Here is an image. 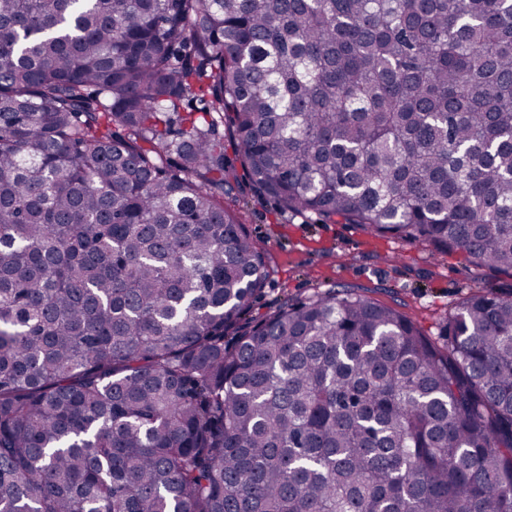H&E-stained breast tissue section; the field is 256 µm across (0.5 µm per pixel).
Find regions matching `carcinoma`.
I'll list each match as a JSON object with an SVG mask.
<instances>
[{"mask_svg": "<svg viewBox=\"0 0 512 512\" xmlns=\"http://www.w3.org/2000/svg\"><path fill=\"white\" fill-rule=\"evenodd\" d=\"M243 184L512 271V0H0V512H512V295L254 317Z\"/></svg>", "mask_w": 512, "mask_h": 512, "instance_id": "1", "label": "carcinoma"}]
</instances>
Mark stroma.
<instances>
[{
  "mask_svg": "<svg viewBox=\"0 0 512 512\" xmlns=\"http://www.w3.org/2000/svg\"><path fill=\"white\" fill-rule=\"evenodd\" d=\"M240 209L252 237L270 255V282L254 306L260 314L287 297L349 288L397 307L436 339L449 312L473 289L485 285L512 295V274L476 267L460 253L438 254L356 224L282 214L272 201L251 194Z\"/></svg>",
  "mask_w": 512,
  "mask_h": 512,
  "instance_id": "obj_1",
  "label": "stroma"
}]
</instances>
